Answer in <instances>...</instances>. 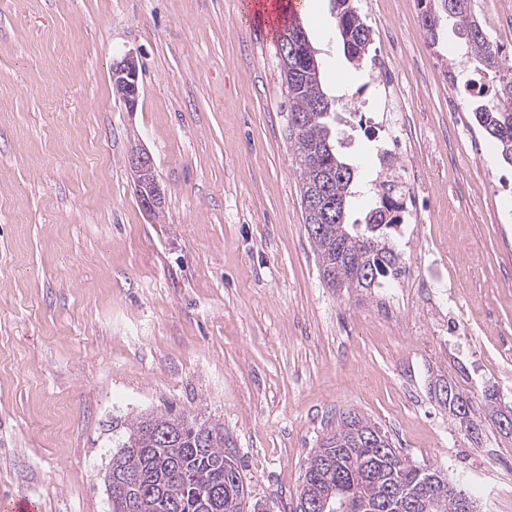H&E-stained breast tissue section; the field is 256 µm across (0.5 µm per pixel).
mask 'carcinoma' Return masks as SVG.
Segmentation results:
<instances>
[{"mask_svg":"<svg viewBox=\"0 0 512 512\" xmlns=\"http://www.w3.org/2000/svg\"><path fill=\"white\" fill-rule=\"evenodd\" d=\"M423 13L433 6L440 16L456 22L466 51L460 66L488 80L486 102L474 110L479 126L497 144L502 159L512 165V65L500 58V49L487 36L471 13V0H420ZM334 9L344 53L360 67L371 44V31L359 15L354 0H334ZM288 38V68L282 69L288 83L290 123L306 118L298 129H290V142L298 159L301 195L326 190L344 202L355 195L356 173L337 153L328 119L334 101L324 91L322 73L311 68L315 48L300 24L285 28ZM323 149L327 166L345 170V178L326 179L321 164L314 160ZM305 226L317 253L320 269L332 275L331 288L370 290L378 279L393 273L400 264L391 245L387 227L369 218L350 224L347 211L338 220L316 232L317 220L304 211ZM438 401L448 414L472 434L478 425L469 418V400L450 382ZM380 431L371 419L356 411L342 414L336 428L325 434L308 458L298 494L296 510L315 492L335 490L336 497L352 503V512H467L473 501L448 494L450 481L433 468H420L396 452L384 453L366 436ZM140 469L134 495L141 499V512H255L261 504L242 476L239 459L224 449V427L199 422L172 411L137 415L126 423V435L112 456L111 468Z\"/></svg>","mask_w":512,"mask_h":512,"instance_id":"cac0c4a2","label":"carcinoma"}]
</instances>
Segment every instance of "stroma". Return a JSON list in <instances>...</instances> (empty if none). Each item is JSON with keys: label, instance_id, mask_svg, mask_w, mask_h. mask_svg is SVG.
<instances>
[{"label": "stroma", "instance_id": "stroma-1", "mask_svg": "<svg viewBox=\"0 0 512 512\" xmlns=\"http://www.w3.org/2000/svg\"><path fill=\"white\" fill-rule=\"evenodd\" d=\"M375 44L394 40L420 207L394 245L412 283L329 288L305 228L288 93L268 27L235 0H0V499L40 512H112L113 441L174 408L223 423L254 498L295 512L310 452L342 413L444 470L480 512H512V166L454 116V19L431 43L418 0H355ZM471 11L512 63V0ZM301 23L335 97L336 148L358 170L349 207L379 199L384 135L353 93L331 0ZM142 67L128 107L112 86ZM165 193L140 203L129 158ZM472 399L479 438L439 405ZM112 80L116 88L125 89V91L119 90V95L121 98L123 96L128 107H134L139 93V62L133 54H126L120 62L115 64Z\"/></svg>", "mask_w": 512, "mask_h": 512}]
</instances>
